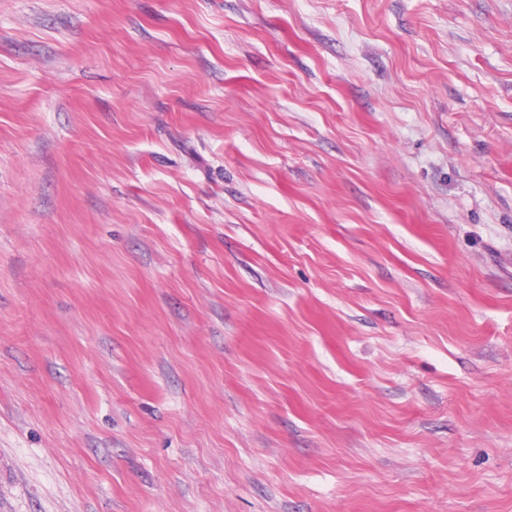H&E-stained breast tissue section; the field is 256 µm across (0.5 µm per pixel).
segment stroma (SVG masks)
<instances>
[{"label":"stroma","mask_w":512,"mask_h":512,"mask_svg":"<svg viewBox=\"0 0 512 512\" xmlns=\"http://www.w3.org/2000/svg\"><path fill=\"white\" fill-rule=\"evenodd\" d=\"M0 512H512V0H0Z\"/></svg>","instance_id":"stroma-1"}]
</instances>
